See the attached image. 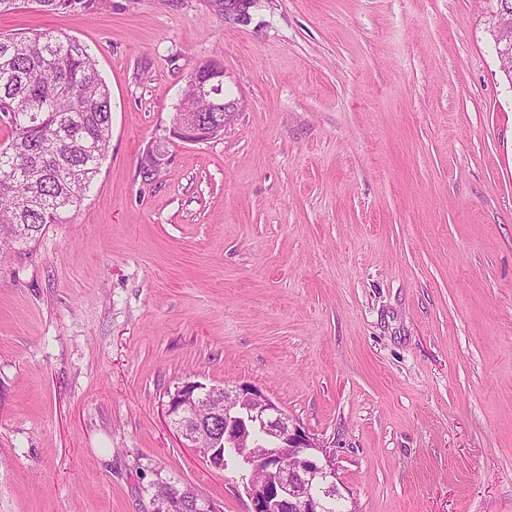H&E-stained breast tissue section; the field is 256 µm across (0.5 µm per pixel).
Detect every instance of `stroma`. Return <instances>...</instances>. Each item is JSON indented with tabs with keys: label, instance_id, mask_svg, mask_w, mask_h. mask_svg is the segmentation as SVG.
<instances>
[{
	"label": "stroma",
	"instance_id": "1",
	"mask_svg": "<svg viewBox=\"0 0 512 512\" xmlns=\"http://www.w3.org/2000/svg\"><path fill=\"white\" fill-rule=\"evenodd\" d=\"M487 0H95L58 30L111 91L80 208L0 253V512H249L166 413L249 382L357 512H512V87ZM223 64V136L175 137ZM161 149L152 175L142 156Z\"/></svg>",
	"mask_w": 512,
	"mask_h": 512
}]
</instances>
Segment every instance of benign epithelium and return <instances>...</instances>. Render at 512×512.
Segmentation results:
<instances>
[{"label":"benign epithelium","mask_w":512,"mask_h":512,"mask_svg":"<svg viewBox=\"0 0 512 512\" xmlns=\"http://www.w3.org/2000/svg\"><path fill=\"white\" fill-rule=\"evenodd\" d=\"M198 94L224 112H214L195 124L175 123L174 133L185 142L216 137L233 121L238 100L226 94L225 84H198ZM224 396V443L233 448L248 447V439L262 435L267 448L243 454L244 467L239 481L249 497L250 512H323V498L346 500L337 482L331 452L258 388L249 384L226 387L221 391L200 382H185L168 393L166 413L182 435L196 443L197 428L203 426L200 405L207 398ZM176 488L166 485L155 496L156 512H175Z\"/></svg>","instance_id":"obj_1"}]
</instances>
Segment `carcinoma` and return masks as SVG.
<instances>
[{
    "mask_svg": "<svg viewBox=\"0 0 512 512\" xmlns=\"http://www.w3.org/2000/svg\"><path fill=\"white\" fill-rule=\"evenodd\" d=\"M45 12L88 10L94 0H32ZM489 26L512 23V0H491ZM191 75L178 109L211 112L191 101ZM0 114L11 128L0 148V246L25 245L46 224L80 205L106 159L111 93L87 49L53 30L0 34Z\"/></svg>",
    "mask_w": 512,
    "mask_h": 512,
    "instance_id": "carcinoma-1",
    "label": "carcinoma"
}]
</instances>
